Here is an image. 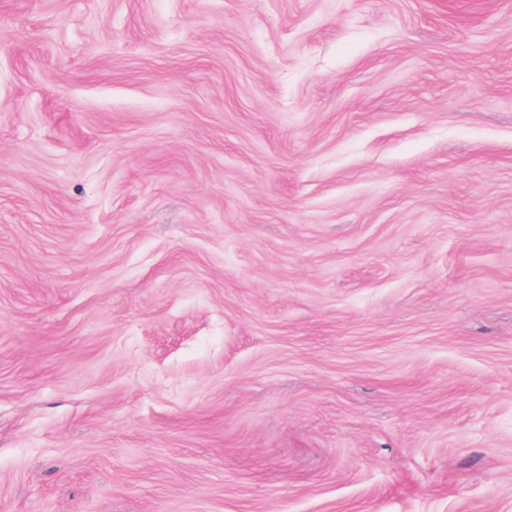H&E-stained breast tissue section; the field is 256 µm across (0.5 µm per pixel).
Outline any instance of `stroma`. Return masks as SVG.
I'll return each instance as SVG.
<instances>
[{"instance_id":"stroma-1","label":"stroma","mask_w":512,"mask_h":512,"mask_svg":"<svg viewBox=\"0 0 512 512\" xmlns=\"http://www.w3.org/2000/svg\"><path fill=\"white\" fill-rule=\"evenodd\" d=\"M0 512H512V0H0Z\"/></svg>"}]
</instances>
